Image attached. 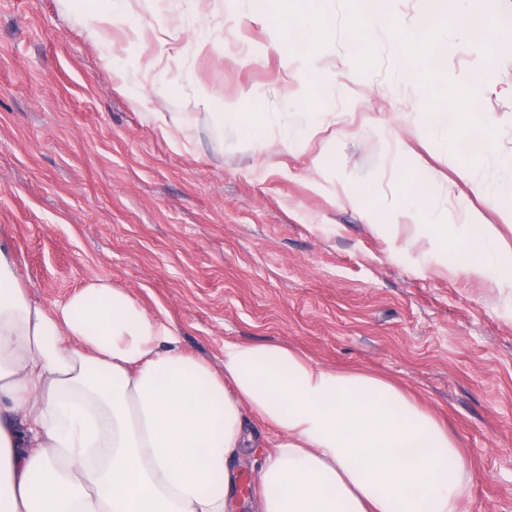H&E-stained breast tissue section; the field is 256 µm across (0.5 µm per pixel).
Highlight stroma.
<instances>
[{
    "mask_svg": "<svg viewBox=\"0 0 512 512\" xmlns=\"http://www.w3.org/2000/svg\"><path fill=\"white\" fill-rule=\"evenodd\" d=\"M433 7L447 48L416 81L395 33L429 37L420 0L365 36L354 0H121L100 38L74 0H0V245L33 300L106 280L213 365L271 344L403 387L471 461L462 512H512V289L454 248L436 268L403 212L424 182L512 249V51L489 49L512 0ZM286 17L326 18V43L289 58ZM473 110L494 124L476 158L444 150Z\"/></svg>",
    "mask_w": 512,
    "mask_h": 512,
    "instance_id": "35a3bbf8",
    "label": "stroma"
}]
</instances>
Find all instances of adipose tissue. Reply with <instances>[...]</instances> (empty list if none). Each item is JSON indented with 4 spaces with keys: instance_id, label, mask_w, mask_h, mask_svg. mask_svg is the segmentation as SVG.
<instances>
[{
    "instance_id": "1",
    "label": "adipose tissue",
    "mask_w": 512,
    "mask_h": 512,
    "mask_svg": "<svg viewBox=\"0 0 512 512\" xmlns=\"http://www.w3.org/2000/svg\"><path fill=\"white\" fill-rule=\"evenodd\" d=\"M411 203L448 264L512 288L495 229ZM282 435L254 464V512H458L470 464L397 386L282 346L228 343L222 368L126 290L43 305L0 246V512H233L244 417Z\"/></svg>"
}]
</instances>
